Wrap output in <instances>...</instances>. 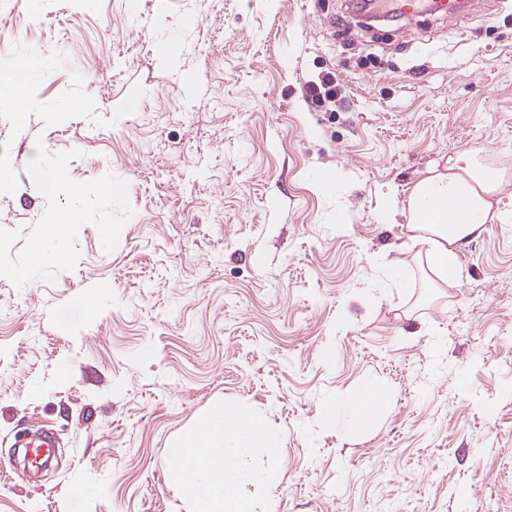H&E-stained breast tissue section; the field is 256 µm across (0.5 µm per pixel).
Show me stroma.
<instances>
[{
    "label": "stroma",
    "mask_w": 512,
    "mask_h": 512,
    "mask_svg": "<svg viewBox=\"0 0 512 512\" xmlns=\"http://www.w3.org/2000/svg\"><path fill=\"white\" fill-rule=\"evenodd\" d=\"M21 56L0 512H188L169 450L220 400L282 432L270 512H512V222L448 285L379 215L464 151L512 197V10L370 27L349 0H0V72ZM74 186L100 194L82 209ZM77 208L66 261L35 265ZM369 380L389 398L366 432L324 422ZM44 430L56 458L23 477L15 440ZM339 91L336 75L333 72L325 73L320 79V84L315 83L309 90L312 103L319 107L326 101L335 100Z\"/></svg>",
    "instance_id": "1"
}]
</instances>
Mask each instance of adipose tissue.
Listing matches in <instances>:
<instances>
[{
    "label": "adipose tissue",
    "instance_id": "1",
    "mask_svg": "<svg viewBox=\"0 0 512 512\" xmlns=\"http://www.w3.org/2000/svg\"><path fill=\"white\" fill-rule=\"evenodd\" d=\"M501 177L497 170L478 164L470 153L449 159L446 171L420 179L406 201L396 193L381 195L380 215L384 223H395L398 215L409 214L417 230L416 241L438 278L447 283L460 281L459 253L469 245L484 224L512 221V208L499 195ZM72 243V227L47 224L36 247V258L45 265L64 261ZM385 400L377 382H367L353 395L327 405L323 419L345 418L348 435L367 429Z\"/></svg>",
    "mask_w": 512,
    "mask_h": 512
}]
</instances>
